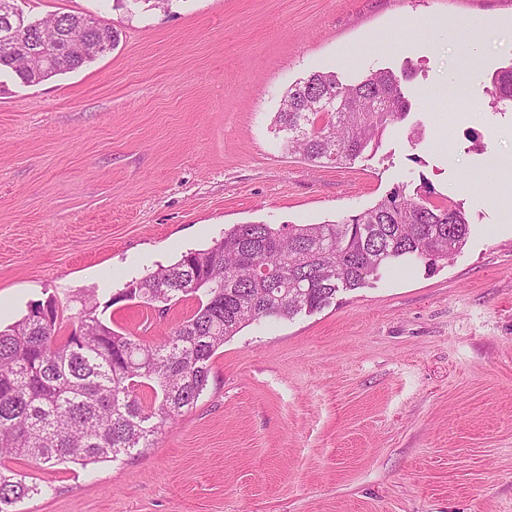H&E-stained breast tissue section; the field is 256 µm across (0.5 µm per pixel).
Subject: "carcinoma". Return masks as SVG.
Returning <instances> with one entry per match:
<instances>
[{
  "label": "carcinoma",
  "instance_id": "cac0c4a2",
  "mask_svg": "<svg viewBox=\"0 0 512 512\" xmlns=\"http://www.w3.org/2000/svg\"><path fill=\"white\" fill-rule=\"evenodd\" d=\"M19 17L18 0H0V38L15 35ZM54 26L60 32L52 51L26 63L0 55V69L39 84L93 62L120 40L109 20L87 14L47 17L27 32L37 38L39 28ZM508 102L512 66L492 76L489 90L490 107ZM407 109L401 78L391 71L356 84L313 72L288 88L275 123L289 153L347 165L377 149ZM469 232L463 206L426 185L411 193L399 186L363 211L322 224H236L122 292L161 312L196 302L156 344L112 329L92 303L63 335L59 302L35 303L0 330V458L85 466L148 448L194 405L209 384L211 358L247 324L321 310L337 292L362 287L402 258L444 264ZM42 493L39 483L0 465V512Z\"/></svg>",
  "mask_w": 512,
  "mask_h": 512
}]
</instances>
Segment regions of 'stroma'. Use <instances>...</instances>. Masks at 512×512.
<instances>
[{
	"instance_id": "stroma-1",
	"label": "stroma",
	"mask_w": 512,
	"mask_h": 512,
	"mask_svg": "<svg viewBox=\"0 0 512 512\" xmlns=\"http://www.w3.org/2000/svg\"><path fill=\"white\" fill-rule=\"evenodd\" d=\"M34 19L95 14L118 46L28 85L0 73V327L68 298L159 342L194 308L110 303L236 224H315L430 183L470 233L431 270L384 268L322 310L225 341L197 402L149 448L89 466L7 465L49 485L17 512H512V0H18ZM455 21L481 48L469 61ZM385 69L410 104L349 165L289 155L272 119L315 71ZM465 92L453 125L441 94ZM491 86L488 103L491 108H498L502 104L507 105L508 102H511L512 106V65L494 74L491 78Z\"/></svg>"
}]
</instances>
